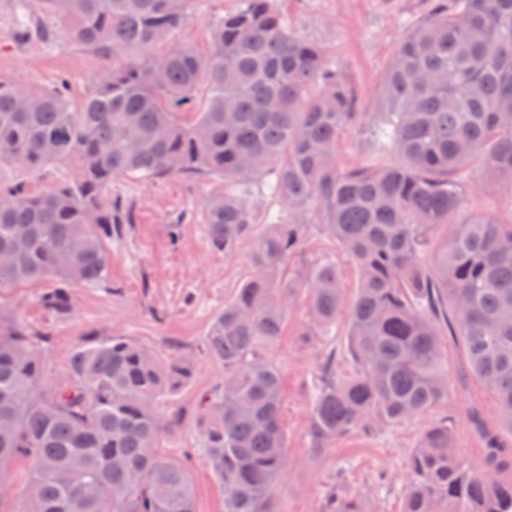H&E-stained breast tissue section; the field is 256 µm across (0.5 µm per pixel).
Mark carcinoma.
Returning <instances> with one entry per match:
<instances>
[{"label":"carcinoma","instance_id":"carcinoma-1","mask_svg":"<svg viewBox=\"0 0 512 512\" xmlns=\"http://www.w3.org/2000/svg\"><path fill=\"white\" fill-rule=\"evenodd\" d=\"M194 0H13L21 42L64 39L105 72L74 105L67 85L0 78V170L64 171L50 188L0 182V290L49 282L43 303L74 314L71 288L107 283L108 243L132 223L112 182L217 174L201 208L213 248L253 235L247 200L263 174L278 205L256 234V272L212 320L200 353L224 367L205 401L201 441L224 512H277L287 467L277 368L261 355L288 306L309 297L305 336L336 337L345 306L354 372L326 365L308 433L317 453L371 420L400 425L448 399L447 336L462 337L471 374L494 396L500 429L480 426L482 470L430 424L408 461L402 512H512V214L472 212L465 171L512 188V0H438L409 26L386 68L375 112L324 48L288 26L273 0L210 27L202 55L174 40ZM389 163L343 166L352 123ZM312 214L359 272L347 300L336 262L281 273ZM48 337L0 308V512H194L188 462L162 454L179 421L159 406L192 378L194 359L163 360L123 337L74 349L66 378L42 385ZM35 468L22 497L1 493L12 462ZM325 512H367L338 487Z\"/></svg>","mask_w":512,"mask_h":512}]
</instances>
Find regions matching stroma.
I'll use <instances>...</instances> for the list:
<instances>
[{"instance_id":"obj_1","label":"stroma","mask_w":512,"mask_h":512,"mask_svg":"<svg viewBox=\"0 0 512 512\" xmlns=\"http://www.w3.org/2000/svg\"><path fill=\"white\" fill-rule=\"evenodd\" d=\"M240 0H195L194 14L180 34L181 42L204 48L212 22L238 8ZM298 35L323 45L350 81L362 112L374 111L384 73L408 23L427 15L431 0H274ZM11 0H0V76L33 85H50L65 76L72 100L87 95L104 71L95 53L75 43L44 46L19 44L11 21ZM338 159L346 166L375 160L363 124L348 125L341 134ZM469 180L480 188L470 196L476 212H512V190L482 182L479 167ZM222 184L210 175L166 177L152 183L127 179L113 182L112 192L133 208V222L122 238L109 245L107 286H78L71 296L75 313L62 319L44 306L45 284H26L0 292V305L32 328L49 333L47 382L66 375L74 348L87 333L105 339L115 335L150 349L164 359L193 352L214 316L253 274V240L229 253L213 248L200 222L206 198ZM330 257L348 290L357 286L350 257L319 226H311L292 266ZM308 324L307 295L298 292L288 309L282 336L263 348L278 369L283 394V427L288 439V465L274 496L278 512H323L336 484L363 497L370 512H401L406 489L407 459L429 423L448 420L454 445L472 467H480L483 443L470 420L479 411L497 425L494 397L469 373L458 339L448 340V399L425 418L398 426L374 425L336 441L322 453L309 443L312 386L319 365L331 347H338L337 373L347 375L353 364L342 351L344 335L335 342H304ZM224 376L223 368L196 358L192 381L163 406L180 418L162 446L166 455L193 456L195 512H222L224 492L216 482L201 448L199 419L204 399Z\"/></svg>"}]
</instances>
